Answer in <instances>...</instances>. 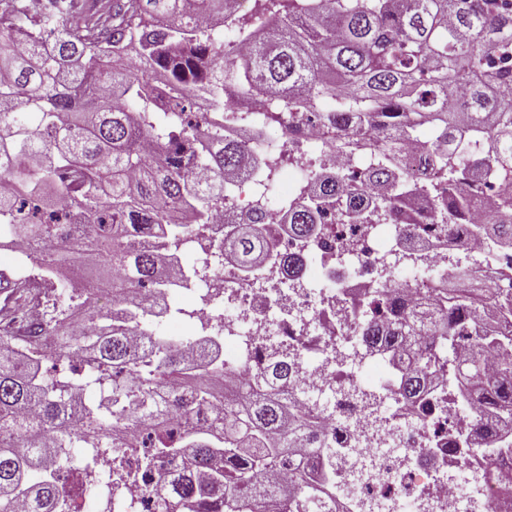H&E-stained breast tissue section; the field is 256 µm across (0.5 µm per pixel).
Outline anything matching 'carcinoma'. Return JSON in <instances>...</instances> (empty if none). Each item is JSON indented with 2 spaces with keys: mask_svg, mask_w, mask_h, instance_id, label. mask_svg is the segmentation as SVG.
<instances>
[{
  "mask_svg": "<svg viewBox=\"0 0 512 512\" xmlns=\"http://www.w3.org/2000/svg\"><path fill=\"white\" fill-rule=\"evenodd\" d=\"M231 2L47 0L32 17L23 0H0V175L17 181L0 192V226L38 255L27 273L0 272V512L18 500L27 512H75L61 471L76 446H140L145 465L182 458L154 490L155 512H265L270 498L280 512H325L335 464L308 461L326 442L320 416L278 391L288 358L215 393L229 372L212 332L182 349L151 333L140 348L129 339L171 315L170 291L190 287L180 246L244 174L254 125L313 120L327 149L368 158L359 173L310 170L313 200L288 206L291 235L332 219L364 232L370 206L406 226L414 247L462 223L468 185L492 178L494 217L474 234L491 255L512 249V0H253L241 15ZM67 15L77 22L63 25ZM221 22L252 43L247 58L214 37ZM411 138L417 169L401 155ZM274 232L239 223L224 254L255 276L276 260ZM85 261L106 268L107 309L76 288ZM477 266L455 264L456 287L410 305L391 278L363 291L359 335L390 355L405 405L446 384L512 424V287H473ZM34 278L56 344L50 378L44 347L9 331ZM184 382L194 395L175 405ZM91 386L98 400L80 402ZM207 407L212 424L168 419ZM460 437L492 471L490 444L469 425ZM277 466L288 486L274 492L262 481Z\"/></svg>",
  "mask_w": 512,
  "mask_h": 512,
  "instance_id": "carcinoma-1",
  "label": "carcinoma"
}]
</instances>
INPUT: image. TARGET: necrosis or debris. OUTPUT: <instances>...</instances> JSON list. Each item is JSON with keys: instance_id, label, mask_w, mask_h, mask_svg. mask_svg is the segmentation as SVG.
<instances>
[{"instance_id": "obj_1", "label": "necrosis or debris", "mask_w": 512, "mask_h": 512, "mask_svg": "<svg viewBox=\"0 0 512 512\" xmlns=\"http://www.w3.org/2000/svg\"><path fill=\"white\" fill-rule=\"evenodd\" d=\"M323 144L321 127L309 122L286 140L251 141L245 156L264 165L282 150L298 148L288 165L283 194L293 203L310 195V181L304 175L310 164L320 163L326 171L354 170V159L336 156ZM258 212L264 223L281 221V208L258 199L251 181L239 182L212 221L200 226L198 241L184 245L189 268L196 273L191 290L196 300L182 325L189 330L206 326L223 336L224 352L239 377L267 366L272 351L293 358L295 380L290 388L305 408L322 409L327 440L336 451L337 493L329 504L331 512H512V502L495 498L489 488L484 489L482 502L472 501L456 478L460 472L474 483L484 478L483 462L454 447L452 436L460 418L479 420L480 406L446 405L432 393L412 418L383 412L368 391L376 385L398 394V375L390 371L388 357L373 352L346 361L344 343L315 322L325 311L341 329L356 327L359 317L353 299L370 285L359 273L366 264L379 268L400 260L411 273L409 295L422 298L447 282L446 259L456 249L483 261L481 279L489 285L496 272L512 266V257H488L467 223L454 225L451 238L432 240L413 257L399 253L397 225H386L381 235H353L342 225L330 224L317 238L278 237V254L303 258L298 276L288 277L281 265L273 264L249 281L235 263L224 261L220 247L228 221H249ZM344 366L360 397L321 408L320 398L334 394L336 371ZM94 472L101 490L112 492L114 512H151L150 490L157 485L159 471L143 467L140 449L119 456L101 454Z\"/></svg>"}]
</instances>
